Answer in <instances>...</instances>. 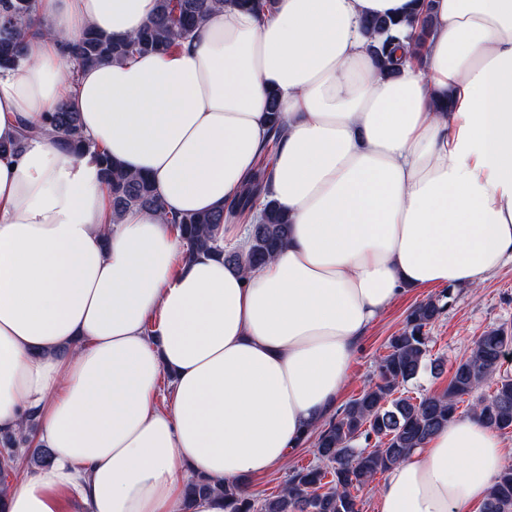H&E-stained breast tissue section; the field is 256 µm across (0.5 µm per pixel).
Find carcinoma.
<instances>
[{
	"instance_id": "carcinoma-1",
	"label": "carcinoma",
	"mask_w": 512,
	"mask_h": 512,
	"mask_svg": "<svg viewBox=\"0 0 512 512\" xmlns=\"http://www.w3.org/2000/svg\"><path fill=\"white\" fill-rule=\"evenodd\" d=\"M224 7V0H158L153 19L134 36L118 38L92 29L84 31L69 47L67 64L72 74L84 66L117 62L146 54L167 53L190 45L204 18ZM414 31L415 54L423 58L428 20L421 17L407 23L388 17L364 22V33L380 70L391 76L396 68L391 59L392 45L400 41L404 26ZM42 28L37 0H0V69L16 68L22 59V43L29 33ZM267 136L276 143L281 136L280 103L276 93L268 96ZM45 123L59 134L69 150L78 157L90 156L99 165L116 218L131 211L164 213V201L149 178L125 171L122 165L81 130L78 113L60 109ZM40 131L25 127L21 139L0 142V156L15 154L23 141ZM254 210L260 211L250 226V248L246 255L224 249V225ZM167 223L187 246L196 252L221 257L235 266L264 265L287 242L291 231L286 214L272 197L271 174L259 167L250 177L241 196L215 211L166 217ZM453 289L448 287L415 305L403 326L389 338L387 353L379 362L376 379L332 414L321 425L314 442L316 466L299 468L289 474L276 495L257 501L239 485H213L192 480L186 498L217 495L224 499V512H359L353 491L368 485L379 473L391 469L412 449L421 447L437 431L452 421L463 397L479 390L496 375L501 359L512 349V332L497 328L484 333L475 342L470 356L460 361L444 393L438 396L412 397L406 385L416 379L426 365L440 366L430 360L429 328L451 305ZM487 426L499 431L512 429V378L502 376L495 390L471 405ZM22 440L0 436V460L23 457L25 464L43 466L52 454L47 448L20 447ZM481 512H512V467L497 476Z\"/></svg>"
}]
</instances>
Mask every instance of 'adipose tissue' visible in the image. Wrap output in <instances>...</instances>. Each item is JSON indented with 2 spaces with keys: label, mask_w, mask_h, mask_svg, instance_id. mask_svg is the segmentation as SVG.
I'll use <instances>...</instances> for the list:
<instances>
[{
  "label": "adipose tissue",
  "mask_w": 512,
  "mask_h": 512,
  "mask_svg": "<svg viewBox=\"0 0 512 512\" xmlns=\"http://www.w3.org/2000/svg\"><path fill=\"white\" fill-rule=\"evenodd\" d=\"M38 4L45 34L0 71L1 141L67 108L168 212L211 211L261 157L273 91L271 189L291 233L262 267L236 268L187 255L162 215L113 221L98 164L55 132L0 158V435L52 453L0 512H224L186 502L188 481L284 466L401 293L476 288L512 262V0H425L426 64L401 42L393 76L362 23L415 0L228 5L191 48L74 76L68 43L90 27L134 35L157 0ZM507 456L458 414L390 469L378 512H476ZM268 127H267V136L268 140L272 144H276L278 139L281 136L282 132V123L280 120V103L278 96L275 92H270L268 96Z\"/></svg>",
  "instance_id": "1"
}]
</instances>
